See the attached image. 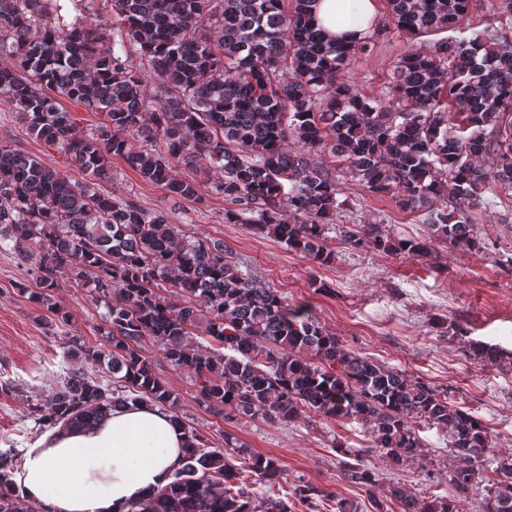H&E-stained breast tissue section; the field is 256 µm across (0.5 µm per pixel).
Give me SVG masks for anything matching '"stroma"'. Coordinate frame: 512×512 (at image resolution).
Returning <instances> with one entry per match:
<instances>
[{
    "label": "stroma",
    "mask_w": 512,
    "mask_h": 512,
    "mask_svg": "<svg viewBox=\"0 0 512 512\" xmlns=\"http://www.w3.org/2000/svg\"><path fill=\"white\" fill-rule=\"evenodd\" d=\"M376 36L369 51L356 52L345 78L365 95L384 98L393 66L405 51L441 37H474L486 28L502 30L512 42V22L494 13L491 0H471L466 27L445 33L410 36L396 32L388 0H376ZM0 140L44 163L65 168L63 156L30 135L13 108L0 103ZM339 182L344 224H380L397 238H421L427 232L421 214L404 211L392 194H378L346 175L330 154H322ZM98 191L132 199L146 209H165L179 224L230 246L235 261L248 274L278 291L290 305L308 307L342 343L373 361L401 371L437 389L449 404L475 412L489 427L499 454H512V372L482 366L470 359L466 343L481 340L512 350V190L498 189L496 206L475 209L471 221L480 233V250L435 245L426 256L399 258L378 251L346 248L337 234L328 247L333 260L319 265L289 250L274 237L247 224L224 220L225 202L203 190L198 202L168 198L156 185L143 182L121 158L112 160V177ZM17 252L0 251V450L26 452L36 441L38 425L32 413L37 392L47 390L56 375L75 365L68 337H83L102 347L98 329L106 309L91 299V286L61 281L53 297L69 312L68 324L55 323L18 293L23 279ZM323 290H315L314 282ZM447 321L461 331L449 337L437 328ZM146 355L155 371L179 395L187 422L223 447L225 433L234 434L252 452L280 460L287 483L297 478L358 501L361 512H373L372 497L385 496L389 485L412 490L430 484L449 494L448 473L453 465L448 441L437 430L423 432L422 463L399 468L370 452V438L354 421L304 417L271 426L250 418L218 422L196 399L197 388L188 373L174 370L155 346ZM365 451L368 464L381 480L374 492L346 482L341 475V448Z\"/></svg>",
    "instance_id": "obj_1"
}]
</instances>
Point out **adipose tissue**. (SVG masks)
I'll return each mask as SVG.
<instances>
[{
	"mask_svg": "<svg viewBox=\"0 0 512 512\" xmlns=\"http://www.w3.org/2000/svg\"><path fill=\"white\" fill-rule=\"evenodd\" d=\"M374 12V0H317L315 23L328 37L355 44ZM184 441L170 413L134 403L105 422L49 432L28 448L14 482L54 512H124L137 493L169 483Z\"/></svg>",
	"mask_w": 512,
	"mask_h": 512,
	"instance_id": "adipose-tissue-1",
	"label": "adipose tissue"
}]
</instances>
